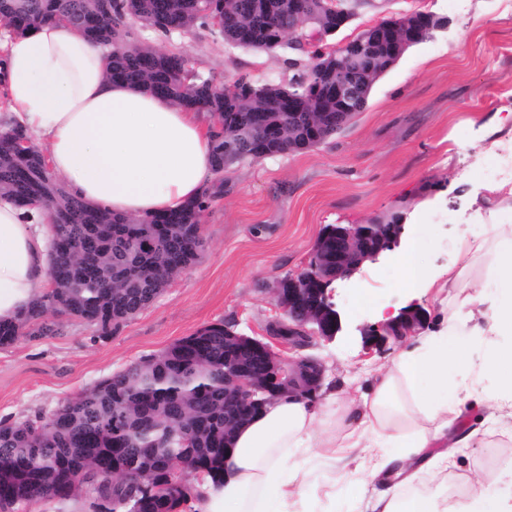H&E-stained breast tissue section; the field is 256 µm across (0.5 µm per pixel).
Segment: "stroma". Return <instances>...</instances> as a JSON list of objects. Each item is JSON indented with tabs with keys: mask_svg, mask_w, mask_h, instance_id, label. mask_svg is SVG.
I'll return each mask as SVG.
<instances>
[{
	"mask_svg": "<svg viewBox=\"0 0 512 512\" xmlns=\"http://www.w3.org/2000/svg\"><path fill=\"white\" fill-rule=\"evenodd\" d=\"M424 11L445 18L443 28L410 47L374 84L368 107L314 150L275 156L223 175L224 193L205 211L200 259L149 307L112 337L71 323L60 336L23 339L0 348V420L47 411L80 390L156 354L216 321H232L250 336L264 335L275 318L272 285L306 267L328 224H367L402 213L403 239L422 244L431 271H462L473 283L474 309L497 292L490 280V222L512 224V211L477 212L473 199L497 173L512 186V166L500 148L512 145V0H365L349 23L328 37L338 47L392 14ZM135 41L185 54L195 71L231 85L246 76L265 83L287 76L282 54L233 49L214 31L193 29L164 37L132 24ZM487 237L490 250L468 260L462 237ZM397 254L365 263L351 279L335 281L333 301L344 329L313 342L307 354L325 366L324 383L342 397L370 390L378 366L395 344L365 353L362 293L399 306ZM308 512H365L348 494L366 480L360 460L319 459ZM449 481H492L512 495V431L484 422L468 447L457 449Z\"/></svg>",
	"mask_w": 512,
	"mask_h": 512,
	"instance_id": "obj_1",
	"label": "stroma"
}]
</instances>
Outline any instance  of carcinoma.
I'll use <instances>...</instances> for the list:
<instances>
[{
  "mask_svg": "<svg viewBox=\"0 0 512 512\" xmlns=\"http://www.w3.org/2000/svg\"><path fill=\"white\" fill-rule=\"evenodd\" d=\"M0 0V18L19 34L63 16L82 29L100 14L97 44H116L107 73L113 80L171 98L207 113L212 121L216 173L262 159L310 151L335 136L367 108L376 80L411 46L445 22L432 14L398 17L401 26L364 29L355 40L382 52L350 66L341 54L313 45V63L297 67L286 83H256L245 77L227 91L211 77L185 67L178 51L129 44L130 22L163 35L217 29L229 47L256 52L292 48L290 36L306 22L328 37L353 16L352 0ZM343 75L353 89L340 102L332 92ZM16 128L0 133V197L19 207L34 199L51 211L53 261L62 271L55 286L16 322H0V347L60 333L83 322L107 338L147 308L158 290L193 265L204 250L198 223L224 192L215 184L178 211L142 219L115 215L73 197L46 171L43 153L16 150ZM224 321L205 325L158 354L82 390L54 409L23 420H0V512H18L38 501L79 512H192L188 469L223 484L224 453L235 428L253 412L224 413V357L258 378L270 360L245 340L224 341ZM304 345V333L288 317L272 329Z\"/></svg>",
  "mask_w": 512,
  "mask_h": 512,
  "instance_id": "obj_1",
  "label": "carcinoma"
}]
</instances>
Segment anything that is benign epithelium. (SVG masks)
<instances>
[{
  "label": "benign epithelium",
  "instance_id": "obj_1",
  "mask_svg": "<svg viewBox=\"0 0 512 512\" xmlns=\"http://www.w3.org/2000/svg\"><path fill=\"white\" fill-rule=\"evenodd\" d=\"M356 224H335L336 265H309L292 275L288 283V298L279 295L274 289V298L279 309L290 316L299 315L306 322L316 325L309 331L311 335L332 340L343 331L340 312L333 303L330 285L337 280L347 279L358 273L367 261L374 262L384 253L394 250L400 244L403 225L392 224L387 234L367 239L356 233ZM427 320L426 311L421 307L404 310L397 321L375 333H364V344H383L391 340H402L416 334ZM249 342L265 351L271 358L272 376L266 386L244 372V369L231 359H224V383L234 393L232 406L241 408L264 407L268 402L286 393L307 397L320 384L324 367L314 358L304 357L285 363L269 345L259 339L249 338Z\"/></svg>",
  "mask_w": 512,
  "mask_h": 512
}]
</instances>
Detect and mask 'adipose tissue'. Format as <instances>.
Segmentation results:
<instances>
[{
  "instance_id": "adipose-tissue-1",
  "label": "adipose tissue",
  "mask_w": 512,
  "mask_h": 512,
  "mask_svg": "<svg viewBox=\"0 0 512 512\" xmlns=\"http://www.w3.org/2000/svg\"><path fill=\"white\" fill-rule=\"evenodd\" d=\"M106 50L67 24L50 23L14 37L0 23V86L9 126H20L50 158L54 176L79 199L112 213L148 217L177 210L215 180L207 124L199 112L106 76ZM49 211L23 213L0 203V320L17 318L47 288L45 226ZM498 295L472 314L463 296L446 326L408 347L379 370L369 394L325 411L288 397L268 405L235 435L224 457V484L195 481L196 512H299L316 484L317 454L371 459L378 479L370 512H512V502L480 480L454 502L416 488L420 477L447 469L455 449L478 431L465 414L481 405L472 394L449 393L448 374L466 363L458 339L486 347L484 375L495 382L494 408L512 410V232L496 225ZM406 246L397 264L407 301L439 275ZM448 287H458L449 274Z\"/></svg>"
}]
</instances>
